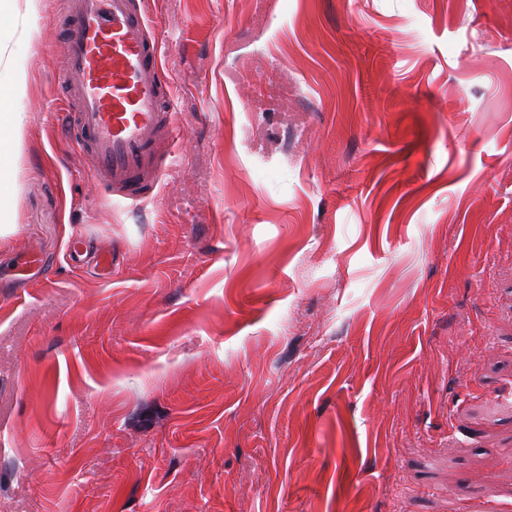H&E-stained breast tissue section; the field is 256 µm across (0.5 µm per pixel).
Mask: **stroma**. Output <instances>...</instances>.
<instances>
[{
    "mask_svg": "<svg viewBox=\"0 0 512 512\" xmlns=\"http://www.w3.org/2000/svg\"><path fill=\"white\" fill-rule=\"evenodd\" d=\"M70 3L0 23V512H512V0H148L181 137L131 208ZM8 66L11 71V80L6 94L1 89L2 98L7 96L12 99H19L24 96L25 86L28 80V74L24 66L18 61H8ZM25 127V112L0 113V183L12 177L21 154Z\"/></svg>",
    "mask_w": 512,
    "mask_h": 512,
    "instance_id": "obj_1",
    "label": "stroma"
}]
</instances>
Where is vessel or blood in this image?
I'll return each mask as SVG.
<instances>
[{
  "mask_svg": "<svg viewBox=\"0 0 512 512\" xmlns=\"http://www.w3.org/2000/svg\"><path fill=\"white\" fill-rule=\"evenodd\" d=\"M159 52L143 0H75L59 66L67 110L92 180L127 206L155 187L159 149L175 138Z\"/></svg>",
  "mask_w": 512,
  "mask_h": 512,
  "instance_id": "1",
  "label": "vessel or blood"
}]
</instances>
